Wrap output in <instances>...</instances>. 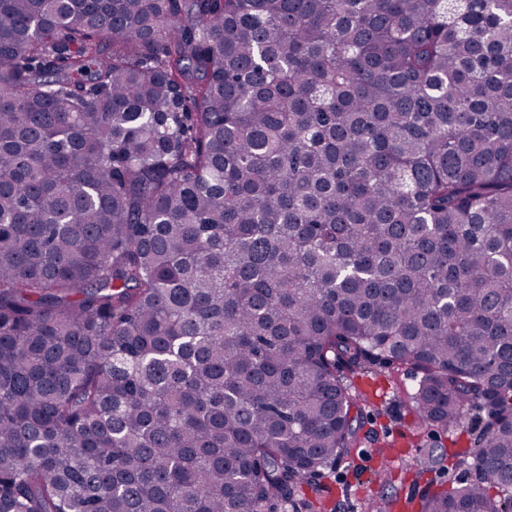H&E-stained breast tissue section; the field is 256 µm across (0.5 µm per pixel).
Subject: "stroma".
<instances>
[{"mask_svg": "<svg viewBox=\"0 0 512 512\" xmlns=\"http://www.w3.org/2000/svg\"><path fill=\"white\" fill-rule=\"evenodd\" d=\"M363 385L375 388L360 397L370 436L322 479L329 512H364L370 501L391 493L398 498L393 512H420L426 490L474 479L467 455L474 432L421 424L413 406L417 378L411 368L370 367L351 381L352 388Z\"/></svg>", "mask_w": 512, "mask_h": 512, "instance_id": "1", "label": "stroma"}]
</instances>
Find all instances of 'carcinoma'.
I'll use <instances>...</instances> for the list:
<instances>
[{
    "label": "carcinoma",
    "mask_w": 512,
    "mask_h": 512,
    "mask_svg": "<svg viewBox=\"0 0 512 512\" xmlns=\"http://www.w3.org/2000/svg\"><path fill=\"white\" fill-rule=\"evenodd\" d=\"M375 362L512 512V0H0V512H288Z\"/></svg>",
    "instance_id": "cac0c4a2"
}]
</instances>
